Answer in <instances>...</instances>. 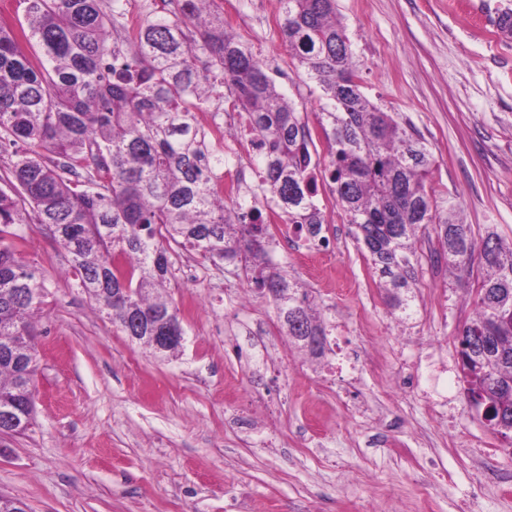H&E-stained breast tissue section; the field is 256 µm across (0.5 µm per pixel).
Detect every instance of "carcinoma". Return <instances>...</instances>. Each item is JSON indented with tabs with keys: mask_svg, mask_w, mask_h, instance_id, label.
<instances>
[{
	"mask_svg": "<svg viewBox=\"0 0 512 512\" xmlns=\"http://www.w3.org/2000/svg\"><path fill=\"white\" fill-rule=\"evenodd\" d=\"M212 2L179 0L154 15L130 53L109 43L113 14L102 0H20L25 24L0 22V151L12 148L0 167V432L21 435L35 423L31 319L46 292L21 258L20 226L31 222L50 228L103 317L156 358L180 350L159 353L152 339L158 328L182 327L161 293L180 249L237 264L286 335L325 355L335 326L274 263L262 211L220 196L198 165L207 153L224 164L194 115L219 78L244 113L243 132L265 167L263 193L282 222L316 236L323 216L314 196L329 186L394 309H411L417 232L428 224L449 268L477 260L486 269L476 317L458 332L460 369L468 403L484 392L501 410L489 425L512 433V242L491 225L477 240L454 204L438 208L427 142L360 90L336 0H281L282 44L327 99L322 167L307 123ZM24 43L38 47L35 58Z\"/></svg>",
	"mask_w": 512,
	"mask_h": 512,
	"instance_id": "obj_1",
	"label": "carcinoma"
}]
</instances>
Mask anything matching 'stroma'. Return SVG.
Here are the masks:
<instances>
[{
	"label": "stroma",
	"instance_id": "stroma-1",
	"mask_svg": "<svg viewBox=\"0 0 512 512\" xmlns=\"http://www.w3.org/2000/svg\"><path fill=\"white\" fill-rule=\"evenodd\" d=\"M225 28L267 62L277 88L316 126L324 99L280 40V0H215ZM363 92L426 140L439 206L475 235L512 240V0H337ZM336 251L311 277L279 262L330 316L333 355L314 359L276 328L272 304L234 265L183 252L169 292L186 330L164 361L131 343L67 275L46 226L26 224L23 260L46 306L35 325L36 423L0 436V494L29 512H512V445L467 402L456 335L476 277L417 242L409 318L391 311L329 190L317 198ZM245 318L274 324L271 350L246 363ZM417 389L397 379L396 350ZM378 360L368 370L363 355ZM447 408H440V399Z\"/></svg>",
	"mask_w": 512,
	"mask_h": 512
}]
</instances>
